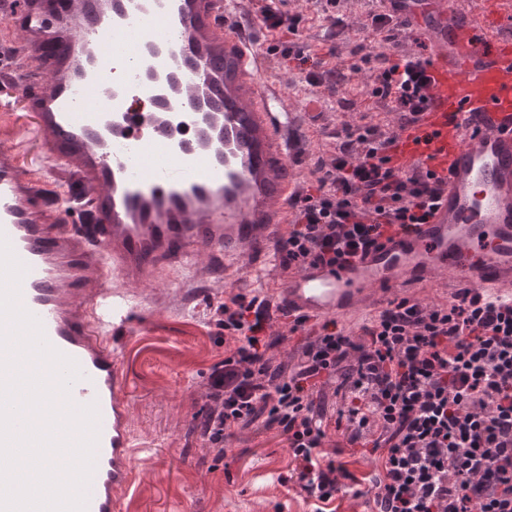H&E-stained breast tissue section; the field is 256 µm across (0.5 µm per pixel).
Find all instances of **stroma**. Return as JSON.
<instances>
[{
    "label": "stroma",
    "mask_w": 512,
    "mask_h": 512,
    "mask_svg": "<svg viewBox=\"0 0 512 512\" xmlns=\"http://www.w3.org/2000/svg\"><path fill=\"white\" fill-rule=\"evenodd\" d=\"M262 5L263 0H242L240 10L248 25L261 30V47L269 57L265 79L285 86L301 114L309 147L292 175L302 181L325 152L320 129L339 124L341 117L328 93L317 92L303 74L281 63L282 35L263 29ZM277 6L302 18L293 43L312 55L327 51V23L315 0H278ZM379 8L378 0H344L341 12L350 28L337 44L345 61L355 59L366 12ZM369 83L368 71L347 72L338 94L353 101L352 118L386 121L385 108L368 94ZM311 98L318 104L309 112L305 104ZM1 100L9 101L10 110L0 116V133H18L23 168L42 175L60 199H67L69 177L44 157L28 100L13 83L0 80ZM230 290L223 265L205 267L195 277L173 269L163 283L142 289L147 312L134 329L112 337L125 376L137 446L132 464L139 473L129 489L116 492V512H312L313 501L301 488L277 431H238L222 453L203 435L208 380L224 358V328L216 309Z\"/></svg>",
    "instance_id": "obj_1"
}]
</instances>
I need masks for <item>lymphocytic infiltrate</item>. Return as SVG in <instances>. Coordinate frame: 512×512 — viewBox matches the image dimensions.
Instances as JSON below:
<instances>
[{
    "label": "lymphocytic infiltrate",
    "mask_w": 512,
    "mask_h": 512,
    "mask_svg": "<svg viewBox=\"0 0 512 512\" xmlns=\"http://www.w3.org/2000/svg\"><path fill=\"white\" fill-rule=\"evenodd\" d=\"M362 29L377 36L357 47L369 92L398 120H344L331 133L325 158L291 199L279 242L286 272L352 265L381 247L388 228L426 221L442 190L434 172L399 169L391 157L399 127L415 123L429 99L423 55L407 49L410 33L389 14L369 12ZM282 56L310 87L332 92L345 78L337 46L318 58L288 46ZM287 311L256 290L229 292L219 306L224 359L209 393L220 412L204 423L212 446L254 425L277 430L315 512H325L354 491L325 450L330 387L347 402V445L377 456L376 512H512L511 301L468 287L444 305L398 296L356 334L298 315L287 334L306 341L282 364L270 351L283 336L270 328Z\"/></svg>",
    "instance_id": "obj_1"
}]
</instances>
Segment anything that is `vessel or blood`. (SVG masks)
Returning a JSON list of instances; mask_svg holds the SVG:
<instances>
[{
  "label": "vessel or blood",
  "instance_id": "vessel-or-blood-1",
  "mask_svg": "<svg viewBox=\"0 0 512 512\" xmlns=\"http://www.w3.org/2000/svg\"><path fill=\"white\" fill-rule=\"evenodd\" d=\"M394 2L383 12L426 35L431 84L395 164L435 172L443 191L428 223L357 265L288 276L280 297L299 314L350 317L423 282L512 300V0ZM0 19L37 50L0 76L32 94L46 158L74 176L53 204L1 142L0 235L26 268L21 305L81 369L71 400L98 410L86 512H114L136 472L108 335L136 322V289L204 255H223L235 287H259L250 259H280L307 142L282 87L262 79L236 0H0Z\"/></svg>",
  "mask_w": 512,
  "mask_h": 512
}]
</instances>
